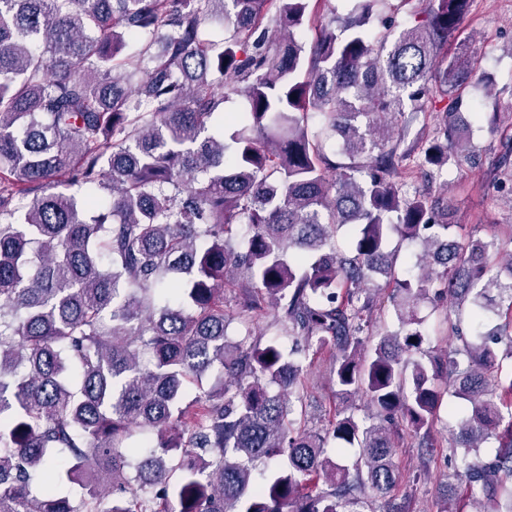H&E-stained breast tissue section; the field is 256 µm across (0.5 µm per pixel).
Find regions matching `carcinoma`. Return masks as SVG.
I'll list each match as a JSON object with an SVG mask.
<instances>
[{
    "mask_svg": "<svg viewBox=\"0 0 512 512\" xmlns=\"http://www.w3.org/2000/svg\"><path fill=\"white\" fill-rule=\"evenodd\" d=\"M411 2L0 0V512H402L405 433L449 450L440 512H512V252L409 187L481 160L459 127L473 62L448 55L475 0L396 24ZM495 168L512 205V143ZM432 298L451 348L423 358ZM266 318L289 348L261 345ZM321 354L341 406L312 428ZM419 112H404V115L398 118L399 128L408 136V141L413 139L418 133L426 130L427 124L431 123L428 114L432 112L431 102L425 99Z\"/></svg>",
    "mask_w": 512,
    "mask_h": 512,
    "instance_id": "cac0c4a2",
    "label": "carcinoma"
}]
</instances>
